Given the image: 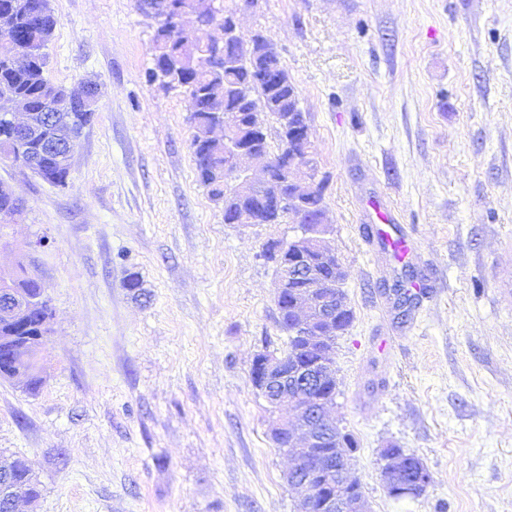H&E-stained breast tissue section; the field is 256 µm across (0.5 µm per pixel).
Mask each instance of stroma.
I'll return each mask as SVG.
<instances>
[{
	"mask_svg": "<svg viewBox=\"0 0 512 512\" xmlns=\"http://www.w3.org/2000/svg\"><path fill=\"white\" fill-rule=\"evenodd\" d=\"M223 4L273 43L308 115L354 313L331 416L370 512H512V0ZM50 6V78L102 95L65 185L0 160L26 201L0 217V268L40 277L54 312L41 390L0 380V452L42 488L18 512H297L270 437L288 408L250 363L287 340L265 246L302 229L225 223L186 94L148 79L158 22L137 0ZM381 210L409 257L378 240ZM390 444L430 472L423 495L389 496Z\"/></svg>",
	"mask_w": 512,
	"mask_h": 512,
	"instance_id": "obj_1",
	"label": "stroma"
}]
</instances>
